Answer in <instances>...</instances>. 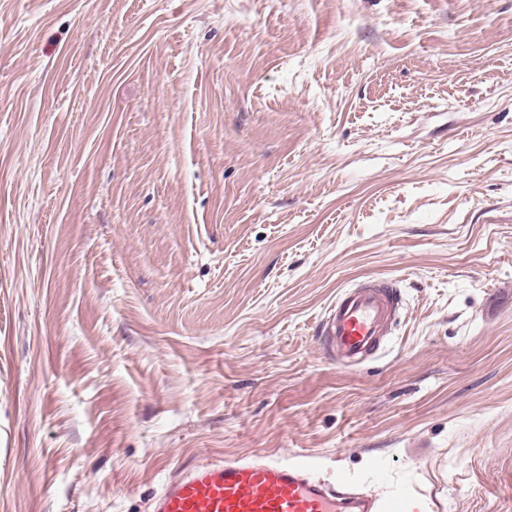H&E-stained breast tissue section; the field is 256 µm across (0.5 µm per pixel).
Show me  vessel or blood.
<instances>
[{"instance_id":"obj_1","label":"vessel or blood","mask_w":512,"mask_h":512,"mask_svg":"<svg viewBox=\"0 0 512 512\" xmlns=\"http://www.w3.org/2000/svg\"><path fill=\"white\" fill-rule=\"evenodd\" d=\"M399 301L391 283L368 281L344 289L323 319L331 356L356 365L377 354L396 319ZM305 452L287 462L273 459H204L169 476L149 512H403L416 506L412 491L386 500L357 492L347 477L315 476Z\"/></svg>"}]
</instances>
